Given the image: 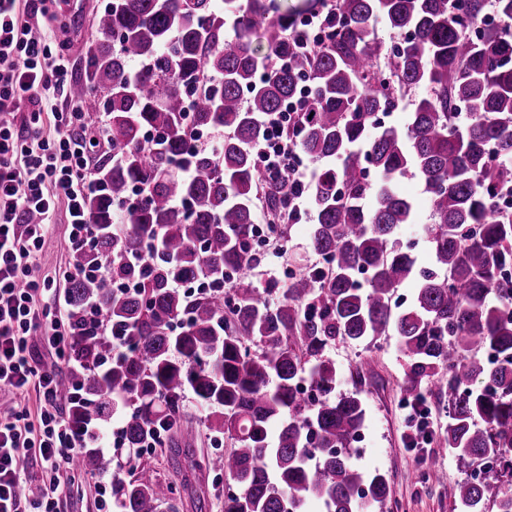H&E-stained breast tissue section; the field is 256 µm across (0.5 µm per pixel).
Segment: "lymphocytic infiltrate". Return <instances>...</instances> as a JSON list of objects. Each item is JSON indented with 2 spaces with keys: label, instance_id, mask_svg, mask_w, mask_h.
<instances>
[{
  "label": "lymphocytic infiltrate",
  "instance_id": "lymphocytic-infiltrate-1",
  "mask_svg": "<svg viewBox=\"0 0 512 512\" xmlns=\"http://www.w3.org/2000/svg\"><path fill=\"white\" fill-rule=\"evenodd\" d=\"M66 0H0V388L18 396L38 392L37 414L20 409L0 416V512H55L66 485L61 478L83 449L107 450L110 432L90 424L75 427L61 402L85 395L71 388L61 395L62 366L73 346L60 293L37 266L52 232L58 199L67 202L72 251L89 244L87 196L97 184L90 159L104 132L82 133L86 114L71 93L77 77L70 58L38 36L36 26L53 27ZM32 110L17 120L21 102ZM52 113L56 136L45 139L43 115ZM301 110L292 108L267 121L268 132L252 151L261 177L289 174L285 192L293 202L311 195L316 172L305 162L289 129ZM38 223H30L29 215ZM41 337L51 362L37 359L29 340ZM39 462L46 480L40 491L23 495L29 462Z\"/></svg>",
  "mask_w": 512,
  "mask_h": 512
}]
</instances>
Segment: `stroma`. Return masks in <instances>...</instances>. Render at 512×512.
<instances>
[{
    "mask_svg": "<svg viewBox=\"0 0 512 512\" xmlns=\"http://www.w3.org/2000/svg\"><path fill=\"white\" fill-rule=\"evenodd\" d=\"M108 0H68L61 26L55 29V45L78 68H85L93 22ZM397 190L413 199L420 210L416 223L403 225L397 236L413 243V253L422 266H430L432 253L424 227L429 222L422 186L414 173H407L397 182ZM55 229L48 236L37 257L41 273L54 274L72 261L68 249V224L64 208L54 215ZM310 221L292 225L288 240L282 245H267L256 270L259 283L285 281L289 268L313 265L315 256L308 247ZM325 355L336 365V390L359 393L367 408L370 443L365 453L354 455L352 462L365 471L379 470L391 477L389 496L380 512H454L455 492L464 475L451 454L441 452L438 443H431L422 453L407 445L409 433L405 399L400 391L404 378L405 357L396 337L387 336L376 344L336 341L325 349ZM184 415L194 437L190 441V457L171 458L167 448L149 449L143 460L158 480L174 484L177 489L178 512H196L198 503H205V512H222L225 484L203 468L192 467L190 458L214 452L216 444L204 425L207 412L193 394L184 398Z\"/></svg>",
    "mask_w": 512,
    "mask_h": 512,
    "instance_id": "obj_1",
    "label": "stroma"
}]
</instances>
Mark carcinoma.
Wrapping results in <instances>:
<instances>
[{"instance_id":"1","label":"carcinoma","mask_w":512,"mask_h":512,"mask_svg":"<svg viewBox=\"0 0 512 512\" xmlns=\"http://www.w3.org/2000/svg\"><path fill=\"white\" fill-rule=\"evenodd\" d=\"M487 0H333L321 48L297 39L293 16L269 14L267 0H111L95 19L92 71L73 93L88 123L108 117L117 163L93 169L102 191L88 200L91 242L79 268L106 264L118 294L100 277L68 288L75 370L87 402L71 407L83 426L121 415L111 455L79 456L94 477L126 469L112 483L118 512H177L172 485L142 462L156 427L170 453L181 447L186 392L210 410L208 427L232 448L199 460L233 483L224 512H360L389 492L385 473L351 462L350 440L366 419L359 393L334 395L336 339L372 344L396 336L408 358L407 399L448 394L442 447L466 478L458 512H512V0H494L498 25L478 37ZM235 19L229 36L225 17ZM382 20L407 34L396 48L369 36ZM264 32L273 66L252 40ZM421 88L404 127L377 124L400 92ZM314 115L297 131L299 150L320 162L309 248L326 267L289 270L258 286L252 247L255 201L288 224L278 185L259 178L253 145L265 120L299 97ZM467 109L460 120L457 105ZM157 134L151 143L146 133ZM194 175L185 179L179 164ZM377 171L383 182L372 185ZM414 171L426 196L433 268L396 238L417 221L394 181ZM374 196L372 205L366 204ZM184 199L181 211L175 201ZM153 246L148 263L128 258ZM411 299L393 297L410 280ZM199 283L188 294L171 287ZM231 281V292L222 291ZM96 303L107 331L84 316ZM495 351L486 364L479 354ZM309 381L318 392L298 390ZM498 458L487 473L478 462Z\"/></svg>"}]
</instances>
